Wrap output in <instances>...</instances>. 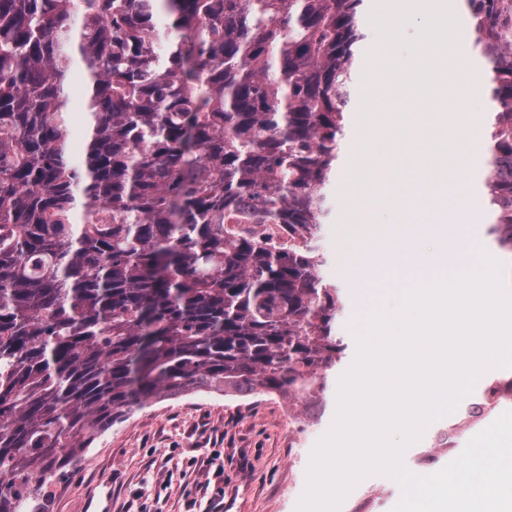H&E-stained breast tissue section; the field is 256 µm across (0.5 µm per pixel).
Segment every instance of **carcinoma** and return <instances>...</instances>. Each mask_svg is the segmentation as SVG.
I'll return each instance as SVG.
<instances>
[{"label":"carcinoma","instance_id":"obj_1","mask_svg":"<svg viewBox=\"0 0 512 512\" xmlns=\"http://www.w3.org/2000/svg\"><path fill=\"white\" fill-rule=\"evenodd\" d=\"M362 3L0 0V512L152 400L322 410L346 345L315 239ZM466 6L496 104L482 203L512 258V0Z\"/></svg>","mask_w":512,"mask_h":512}]
</instances>
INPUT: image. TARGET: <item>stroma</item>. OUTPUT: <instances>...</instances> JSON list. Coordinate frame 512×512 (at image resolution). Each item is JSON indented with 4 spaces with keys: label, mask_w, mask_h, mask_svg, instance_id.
Listing matches in <instances>:
<instances>
[{
    "label": "stroma",
    "mask_w": 512,
    "mask_h": 512,
    "mask_svg": "<svg viewBox=\"0 0 512 512\" xmlns=\"http://www.w3.org/2000/svg\"><path fill=\"white\" fill-rule=\"evenodd\" d=\"M349 157V151L341 152L326 188L331 213L317 246L326 260L322 278L343 292L336 331L352 344L357 281L373 257L400 247L411 232L434 244L441 224L448 227V240L456 241L467 231V215L476 219L475 232L483 238L491 218L479 194L462 191L436 200L428 222L409 223L414 182L404 171L394 180V192L358 200L368 222L342 236L337 223ZM338 387V379L329 378L319 414L281 395L231 398L198 392L148 402L102 433L66 477L54 480L49 512H297L312 452L336 416ZM509 411L512 401L505 400L475 424L457 412L434 420L405 448L404 465L416 473L439 471ZM451 425L456 428L452 447H435V436ZM400 496L393 479L373 474L351 489L339 512H391Z\"/></svg>",
    "instance_id": "stroma-1"
}]
</instances>
